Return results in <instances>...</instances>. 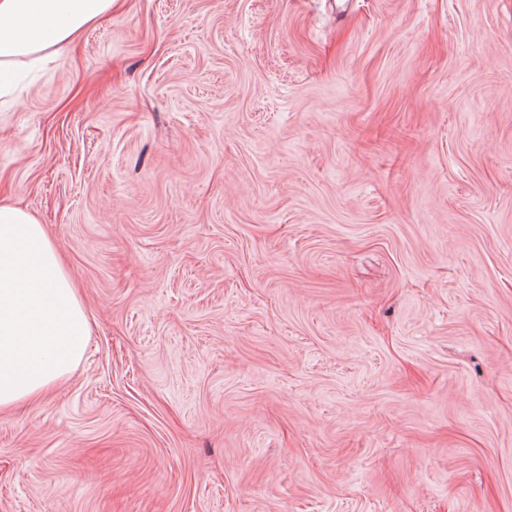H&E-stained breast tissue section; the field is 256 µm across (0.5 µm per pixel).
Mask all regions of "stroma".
<instances>
[{"mask_svg":"<svg viewBox=\"0 0 512 512\" xmlns=\"http://www.w3.org/2000/svg\"><path fill=\"white\" fill-rule=\"evenodd\" d=\"M117 0L0 97L90 321L0 512H512V0Z\"/></svg>","mask_w":512,"mask_h":512,"instance_id":"35a3bbf8","label":"stroma"}]
</instances>
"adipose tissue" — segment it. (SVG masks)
Listing matches in <instances>:
<instances>
[{"mask_svg":"<svg viewBox=\"0 0 512 512\" xmlns=\"http://www.w3.org/2000/svg\"><path fill=\"white\" fill-rule=\"evenodd\" d=\"M114 0H0V91L14 67L78 39ZM87 317L43 224L0 204V408L49 391L84 356Z\"/></svg>","mask_w":512,"mask_h":512,"instance_id":"ef3b65f1","label":"adipose tissue"}]
</instances>
